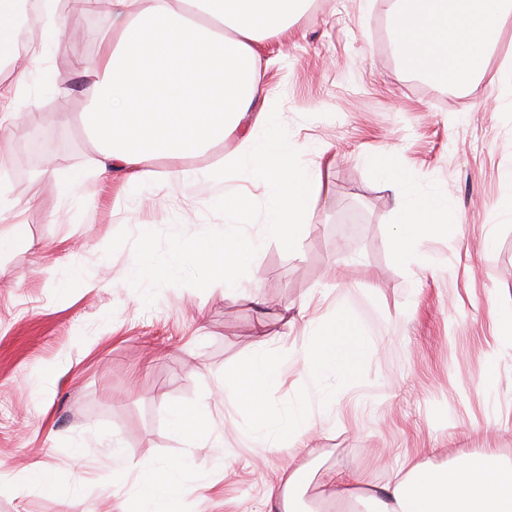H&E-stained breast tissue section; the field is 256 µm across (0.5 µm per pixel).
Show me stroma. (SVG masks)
<instances>
[{
	"label": "stroma",
	"instance_id": "1",
	"mask_svg": "<svg viewBox=\"0 0 512 512\" xmlns=\"http://www.w3.org/2000/svg\"><path fill=\"white\" fill-rule=\"evenodd\" d=\"M387 0H310L288 35L262 41L266 106L303 166H321L324 189L297 249L267 237L251 271L256 310L202 282L187 267L176 283L128 281L146 255H167L175 231L220 236L213 187L164 185L140 212L124 174L93 177L87 203L59 184L94 153L79 116L82 94L27 93L46 161L10 198H32L20 243L0 255V512H130L137 478L185 457L189 493L179 512H269L268 489L298 469L310 512H336L323 491L332 474L381 484L410 463L442 467L473 454L512 463V338L495 333L512 308V198L500 180L512 166V108L492 105V78L459 92L407 73L391 41ZM390 156L405 185L379 179L369 157ZM443 192L458 229L397 257L390 222L397 195ZM154 233L141 243L136 227ZM493 247H486L487 235ZM306 306L287 324L284 308ZM349 311L369 330L353 377L310 388L301 354L306 323ZM281 374L265 411L315 418L296 456L251 435L252 419L224 394L260 335ZM208 420L203 438L177 433L171 410ZM124 450L111 457V442ZM42 461L33 482L27 468Z\"/></svg>",
	"mask_w": 512,
	"mask_h": 512
}]
</instances>
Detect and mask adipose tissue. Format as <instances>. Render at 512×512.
Returning a JSON list of instances; mask_svg holds the SVG:
<instances>
[{"mask_svg":"<svg viewBox=\"0 0 512 512\" xmlns=\"http://www.w3.org/2000/svg\"><path fill=\"white\" fill-rule=\"evenodd\" d=\"M58 0H40L45 22L42 48L6 82L0 81V142L14 138L31 77L42 71V49L70 34L56 10ZM110 24L96 36L98 52L82 70L88 100L84 120L99 146L92 174L127 173L138 187L129 210L149 203L161 182L224 184L210 197L224 213V234L203 236L186 249L182 234L171 240L170 260L128 267L129 280H179L184 256H191L202 278L220 274L224 293L258 304L256 285L242 278L261 251L262 238L249 234L250 203L231 186L251 180L264 189V224L288 248L309 234L322 188L321 167H303L296 149L280 136L273 116L255 103L265 93L259 42L291 27L306 0H107ZM393 45L403 67L430 76L442 87L466 90L485 72L486 57L512 22V0H391ZM235 136L231 154L193 165L207 149ZM166 160L165 169L152 165ZM455 207L444 194L395 198L393 246L406 255L433 234L456 231ZM310 339L301 360L312 383L323 374L350 377L369 349L366 328L347 313L309 324ZM260 340L246 368L224 380V390L255 415L254 431L271 447L296 450L312 422L302 414L277 426L263 414L280 374ZM187 460H172L142 473L135 512H175L186 496ZM357 481L332 484L338 505L357 498L360 512H512V465L483 454L438 469L414 463L385 484L357 494Z\"/></svg>","mask_w":512,"mask_h":512,"instance_id":"obj_1","label":"adipose tissue"}]
</instances>
